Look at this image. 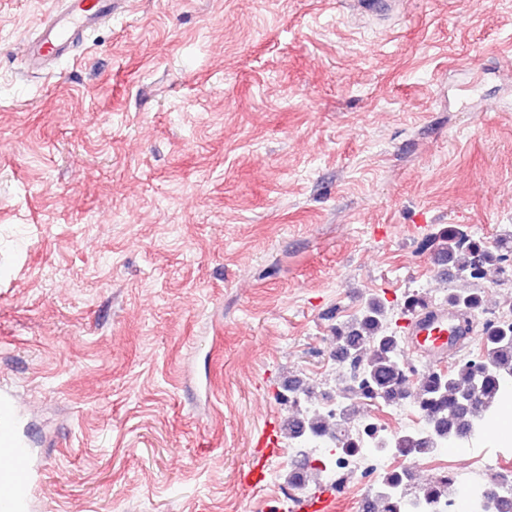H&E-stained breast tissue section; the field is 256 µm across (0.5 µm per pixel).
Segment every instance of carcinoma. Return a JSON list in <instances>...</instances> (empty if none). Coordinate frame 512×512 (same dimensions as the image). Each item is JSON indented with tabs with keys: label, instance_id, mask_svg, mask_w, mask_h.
<instances>
[{
	"label": "carcinoma",
	"instance_id": "cac0c4a2",
	"mask_svg": "<svg viewBox=\"0 0 512 512\" xmlns=\"http://www.w3.org/2000/svg\"><path fill=\"white\" fill-rule=\"evenodd\" d=\"M432 244L437 254L453 263L458 274L473 281L487 268L501 272L512 268V234L492 243L451 227L433 236ZM448 301L469 310L473 317L483 309L482 297L468 289L450 293ZM427 307L425 299L409 294L400 314L410 317ZM507 307L486 322L476 357L445 370L432 369L417 378L414 391L423 428L382 437L371 445L352 423L357 400L362 396L396 404L404 399L409 386L403 360L405 337L392 326L385 303L369 300L358 314L336 327L339 350L353 366V372L340 377L347 403L340 405L336 423L327 428L316 413L288 419L283 426L284 438L295 448L325 445L336 454L357 456L361 449L373 446L400 458L418 459L464 437L480 434L492 425L489 410L512 378V301ZM452 491L453 478L448 477L421 487L410 499L401 471L393 468L381 476L377 501L385 504L384 512H431L435 501L448 497ZM472 504L473 512H512V495L505 497L476 484Z\"/></svg>",
	"mask_w": 512,
	"mask_h": 512
}]
</instances>
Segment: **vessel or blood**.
<instances>
[{"instance_id":"vessel-or-blood-1","label":"vessel or blood","mask_w":512,"mask_h":512,"mask_svg":"<svg viewBox=\"0 0 512 512\" xmlns=\"http://www.w3.org/2000/svg\"><path fill=\"white\" fill-rule=\"evenodd\" d=\"M368 15H395L403 0H352ZM125 0H56L39 34L29 40L25 59L30 67L49 70L69 57L76 42L123 14ZM464 309L431 306L408 320L404 334L409 350L433 363L444 362L461 345ZM41 476L23 430V414L13 394L0 390V512H31V494Z\"/></svg>"}]
</instances>
